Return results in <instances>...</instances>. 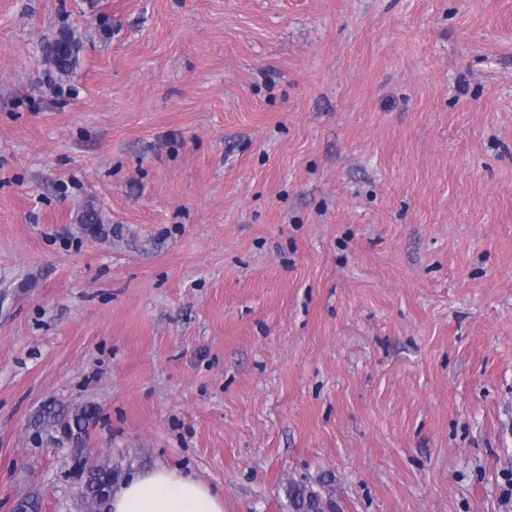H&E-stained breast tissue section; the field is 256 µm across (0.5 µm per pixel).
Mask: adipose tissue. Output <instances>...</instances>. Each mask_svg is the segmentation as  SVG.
I'll use <instances>...</instances> for the list:
<instances>
[{
  "mask_svg": "<svg viewBox=\"0 0 512 512\" xmlns=\"http://www.w3.org/2000/svg\"><path fill=\"white\" fill-rule=\"evenodd\" d=\"M109 512H224V499L192 476L158 466L121 481Z\"/></svg>",
  "mask_w": 512,
  "mask_h": 512,
  "instance_id": "1",
  "label": "adipose tissue"
}]
</instances>
